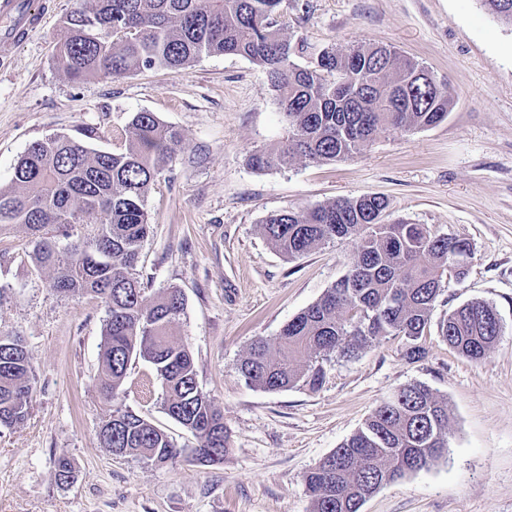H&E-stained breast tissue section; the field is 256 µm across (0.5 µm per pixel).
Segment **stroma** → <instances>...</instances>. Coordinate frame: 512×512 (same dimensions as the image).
Listing matches in <instances>:
<instances>
[{"instance_id": "stroma-1", "label": "stroma", "mask_w": 512, "mask_h": 512, "mask_svg": "<svg viewBox=\"0 0 512 512\" xmlns=\"http://www.w3.org/2000/svg\"><path fill=\"white\" fill-rule=\"evenodd\" d=\"M43 26L0 65V185L29 144L97 131L118 150L133 113L152 112L183 136L146 200L153 230L136 274L145 288L181 289L175 325L200 387L224 414V461L158 465L117 457L99 425L110 406L96 386L105 311L91 295L58 296L34 270L24 226L0 228V333L25 341L35 378L23 423L0 429V512H310L305 475L401 386L423 383L448 401V452L383 486L360 512H512V26L480 0H282L286 33L314 65L339 44L383 42L447 81L453 106L437 126L386 132L361 154L257 171L253 150L288 135L266 73L233 55L176 72L71 79L53 60L54 35L76 0H52ZM379 194L385 222L407 220L467 239L466 278L432 311L423 358L398 336L323 362L319 389L268 392L239 364L250 343L276 338L347 271L355 244L327 243L285 260L261 235L271 213ZM493 306L503 334L482 361L458 355L439 324L460 305ZM152 366L133 363L119 406L164 429L180 448L196 438L164 410ZM67 456L71 482L53 477Z\"/></svg>"}]
</instances>
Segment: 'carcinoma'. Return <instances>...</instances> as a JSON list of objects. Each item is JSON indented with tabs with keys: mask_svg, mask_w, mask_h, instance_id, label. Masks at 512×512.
I'll use <instances>...</instances> for the list:
<instances>
[{
	"mask_svg": "<svg viewBox=\"0 0 512 512\" xmlns=\"http://www.w3.org/2000/svg\"><path fill=\"white\" fill-rule=\"evenodd\" d=\"M282 0H77L55 37L53 58L74 80L122 76L158 68L177 71L203 56L236 55L266 71L288 136L273 150H255V170L286 168L297 160L334 161L365 150L384 130L412 132L448 115L445 81L419 61L383 43L333 46L314 67L294 61L295 47L279 21ZM501 23L512 25V0H481ZM96 131L55 134L29 144L15 165L11 187H0V226L22 224L27 253L48 287L61 297L92 294L105 308L97 386L109 403L120 399L129 365L150 363L165 389L166 413L198 439L178 448L159 427L115 407L101 421L103 446L166 464L195 453L224 461V414L198 385L195 359L173 334L184 313L178 288L150 294L135 276L150 233L145 207L163 166L182 146L178 130L153 112H136L125 149H94ZM384 197L339 198L309 209L268 215L265 239L293 260L336 239L356 242L346 274L290 320L272 341L251 343L239 372L251 385L281 391L298 383L321 387V361L350 356L386 336L406 339L405 355L423 357L420 339L448 281L467 273L471 244L426 224L375 222ZM100 215L93 235L75 233L86 215ZM440 335L463 358L481 361L502 333L498 313L483 301L452 311ZM34 378L18 336H0V428L23 423ZM448 448V401L428 386L399 388L364 424L305 476L311 512H360L383 486L427 467ZM73 478L58 457L54 479Z\"/></svg>",
	"mask_w": 512,
	"mask_h": 512,
	"instance_id": "carcinoma-1",
	"label": "carcinoma"
}]
</instances>
